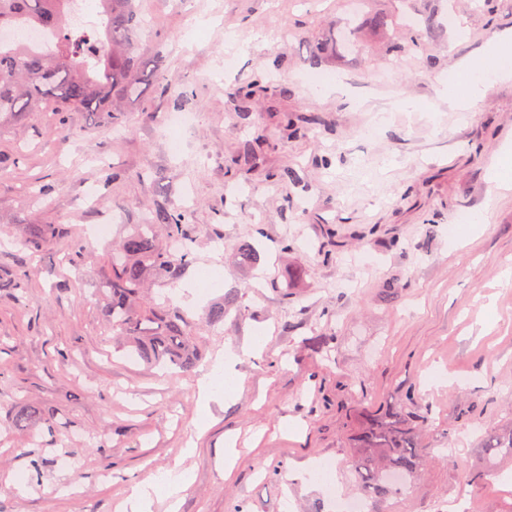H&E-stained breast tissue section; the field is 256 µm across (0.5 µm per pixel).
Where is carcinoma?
<instances>
[{"mask_svg":"<svg viewBox=\"0 0 512 512\" xmlns=\"http://www.w3.org/2000/svg\"><path fill=\"white\" fill-rule=\"evenodd\" d=\"M103 30L66 27L68 0H0V29L33 26L54 37L53 47L39 52L24 42L0 46V125L24 112H35L47 102L62 112H110L112 122L119 114L112 99L140 95L148 86L168 84V71L159 54L140 52L144 26L136 0H98ZM108 49L93 55L99 40ZM167 226V239H180L183 251L174 255L168 244L156 239L157 225ZM55 234L49 224H31L22 241L35 254ZM195 261L185 215L159 208L144 217L112 253V273L103 289V310L112 331V345L161 370L188 373L200 357L199 331L187 313L166 302L155 304L143 298L147 277L162 274L170 280L183 276ZM28 270L21 267L0 277V288H26ZM233 292L214 304L207 313L210 326L224 322V313L236 303ZM49 423L46 410L34 403H20L10 417L14 431L29 436L38 423ZM423 415H408L400 409L369 420L354 448L356 473L368 500L382 502L401 494V487L388 479L393 472L412 481L427 461L419 441ZM512 453V427L488 436L483 443L486 468L476 475L483 481L496 471L491 460L502 451Z\"/></svg>","mask_w":512,"mask_h":512,"instance_id":"1","label":"carcinoma"}]
</instances>
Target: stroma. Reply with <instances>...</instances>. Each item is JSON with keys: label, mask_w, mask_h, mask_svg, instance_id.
<instances>
[{"label": "stroma", "mask_w": 512, "mask_h": 512, "mask_svg": "<svg viewBox=\"0 0 512 512\" xmlns=\"http://www.w3.org/2000/svg\"><path fill=\"white\" fill-rule=\"evenodd\" d=\"M141 2L143 51L162 49L171 89L116 103V126L88 112L61 121L49 104L0 126V270H29L24 292L0 291V512H115L135 482L183 470L179 512H330L311 467L329 460L337 495L359 494L355 437L400 405L428 414L430 455L378 512L460 499L512 512V456L502 478L475 479L481 438L512 423V190L489 180L512 149V79L466 112L435 104L451 69L512 30V0H195L211 20L203 41L171 0ZM397 10L436 23L421 50L395 58L385 34L352 21ZM329 38L335 53L319 55ZM323 73L359 103L315 90L308 77ZM171 112L194 116L177 155ZM310 115L314 132L282 135L286 119ZM255 140L251 165H238ZM287 168L296 181H281ZM159 207L185 212L196 262L181 280L152 277L149 297L200 323L237 295L197 366L176 376L113 354L100 301L113 243ZM464 211L485 219L456 225ZM106 223L111 239H93ZM29 224L68 235L33 256L20 242ZM247 242L261 254L250 267L235 260ZM204 266L217 278L201 296L191 286ZM319 334L329 357L307 346ZM258 335L262 352L244 353ZM228 350L238 389L201 408L198 380ZM22 398L49 411L38 441L10 426ZM34 461L18 495L15 475Z\"/></svg>", "instance_id": "1"}]
</instances>
